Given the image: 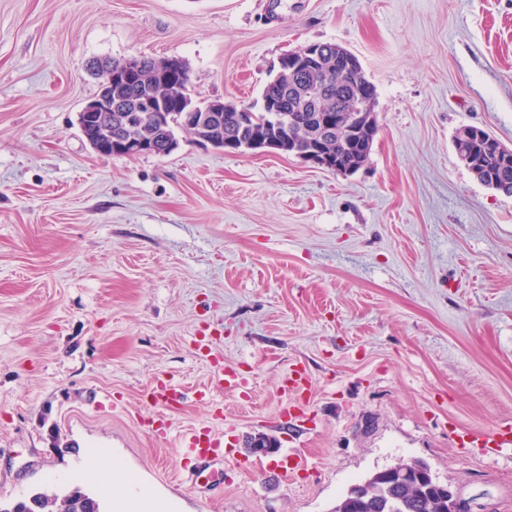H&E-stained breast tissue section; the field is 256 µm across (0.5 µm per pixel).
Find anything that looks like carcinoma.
I'll return each mask as SVG.
<instances>
[{"label":"carcinoma","mask_w":512,"mask_h":512,"mask_svg":"<svg viewBox=\"0 0 512 512\" xmlns=\"http://www.w3.org/2000/svg\"><path fill=\"white\" fill-rule=\"evenodd\" d=\"M339 45L322 44V56L315 69L286 73L278 72L265 85L261 99H273L280 106L281 115L292 122L288 127V136L308 144L309 139L320 129L318 117L336 118V109L351 106L360 91V86L370 84L363 70L353 76V81L343 83L336 78V49ZM165 60L146 58L140 82L128 84L122 81L112 83V130L127 131V115L137 109L140 92L151 91L160 100L179 99L189 103L206 116L205 127L211 130V136L218 139L242 137L238 124L240 105L229 102L219 119L210 118L214 100L196 102L190 93L189 70L173 78L163 77ZM171 122L164 125L154 119L152 113H142L141 119L134 126L132 133L151 139L156 154L168 155L167 142L174 136V130L181 127L179 112H170ZM271 112L254 113L256 134L265 137L274 135L279 129ZM324 139L330 152L338 156L349 155L347 137L337 125L324 131ZM492 172L499 181L501 193L512 196V165L496 166ZM408 473L400 479L393 474H380L370 477L377 486L373 498L358 493V487L351 488L339 500L333 512H448V493L438 490L429 477L426 468L419 461L407 463Z\"/></svg>","instance_id":"cac0c4a2"}]
</instances>
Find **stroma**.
Wrapping results in <instances>:
<instances>
[{
  "label": "stroma",
  "instance_id": "stroma-1",
  "mask_svg": "<svg viewBox=\"0 0 512 512\" xmlns=\"http://www.w3.org/2000/svg\"><path fill=\"white\" fill-rule=\"evenodd\" d=\"M310 43L376 88L352 175L182 132L102 157L77 126L94 61L176 57L195 99L250 104ZM468 126L512 147V0H0V504L78 485L101 512H333L421 461L466 512H512V455L457 446L512 423V197L460 159ZM217 361L248 388L214 387ZM292 369L310 428L262 430ZM159 376L186 392L176 429L233 428L223 488L173 482L184 460L139 427ZM294 450L310 465L282 479Z\"/></svg>",
  "mask_w": 512,
  "mask_h": 512
}]
</instances>
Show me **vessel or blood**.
Segmentation results:
<instances>
[{
    "label": "vessel or blood",
    "mask_w": 512,
    "mask_h": 512,
    "mask_svg": "<svg viewBox=\"0 0 512 512\" xmlns=\"http://www.w3.org/2000/svg\"><path fill=\"white\" fill-rule=\"evenodd\" d=\"M184 398L185 394L179 386L163 379L158 380L151 396L158 411L147 421L146 430L152 437L173 440L182 459L204 467L217 456L219 449L234 446L236 437L232 433L218 432L208 426L175 431L166 410L182 404ZM460 440L481 455H497L512 450V427L504 425L488 433L466 432L461 435Z\"/></svg>",
    "instance_id": "vessel-or-blood-1"
}]
</instances>
